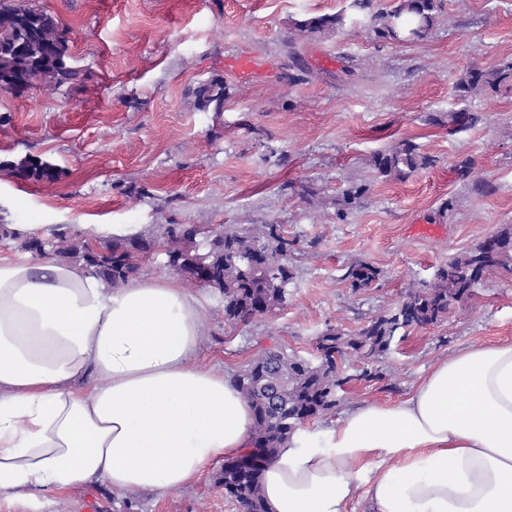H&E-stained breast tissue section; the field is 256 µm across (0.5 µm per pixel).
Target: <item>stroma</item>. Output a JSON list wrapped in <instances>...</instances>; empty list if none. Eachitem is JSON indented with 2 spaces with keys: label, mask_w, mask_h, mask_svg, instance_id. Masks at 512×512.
Wrapping results in <instances>:
<instances>
[{
  "label": "stroma",
  "mask_w": 512,
  "mask_h": 512,
  "mask_svg": "<svg viewBox=\"0 0 512 512\" xmlns=\"http://www.w3.org/2000/svg\"><path fill=\"white\" fill-rule=\"evenodd\" d=\"M68 31L89 78L81 87L41 85L0 94V159L30 155L56 165L55 182L0 172L6 224L283 225L298 241L285 306L228 325L222 302L199 289V362L236 376L267 347L310 357L326 326L353 334L394 307L411 285L502 227L512 225V80L459 99L468 69L512 61V0H442L424 40L395 43L358 14L337 32L308 34L294 21L346 11L349 0H39ZM307 79H288L292 54ZM249 57L256 70L236 72ZM218 78L229 97L221 118L198 111L197 83ZM465 109L481 123L452 136L433 116ZM434 157L406 179H380L375 153L400 141ZM287 164H279L280 154ZM471 159L470 181L455 166ZM367 194L346 217L336 201L351 183ZM453 208L438 210L444 201ZM366 262L376 284L353 291L343 276ZM512 340V276L488 275L447 319L395 337L356 374L319 430L366 403L407 398L438 360L466 347ZM222 462L188 487L162 495L83 486L51 512H241L225 496Z\"/></svg>",
  "instance_id": "1"
}]
</instances>
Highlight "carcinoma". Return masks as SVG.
<instances>
[{"label":"carcinoma","instance_id":"cac0c4a2","mask_svg":"<svg viewBox=\"0 0 512 512\" xmlns=\"http://www.w3.org/2000/svg\"><path fill=\"white\" fill-rule=\"evenodd\" d=\"M437 11L435 0H397L391 9L372 15V28L377 37L398 43L403 31L414 29L415 40L420 41L434 28ZM344 25L345 16L341 13L294 23L298 31L309 34L338 30ZM2 70L28 74L54 89L81 84L88 78L86 69L71 62L67 33L59 19L36 0H0ZM509 79L512 80V64L490 70L473 68L458 80L456 90L460 98L466 99ZM192 94L198 110L224 113L228 98L224 81L202 82ZM433 121L446 123L449 133L459 134L475 126L480 117L459 110L448 112L446 122L441 116ZM434 163L433 157L419 152L418 146L407 140L373 157L377 177L385 180L405 179ZM0 171L21 181H55L59 177L54 164L30 156L1 161ZM366 192L365 184L346 189L336 202L337 213L353 208ZM155 246L165 248L167 265L179 264L187 276L204 268L209 287L223 300L226 324L271 314L287 301L288 285L294 279L297 243L285 235L279 224H224L207 231L169 224L158 241L136 237L96 249L72 244L61 252L55 249L53 240L17 244L19 250L35 256L51 253L81 262L90 274L113 286L134 275L140 255ZM479 263L488 266L491 273H512V226L499 230L494 239L487 238L477 247L450 258L432 280L409 289L395 308L374 317L357 333L326 326L315 340L316 362L277 347L267 348L249 361L235 382L251 405L253 428L246 450L224 461L221 482L225 494L239 503L243 512H268L262 494L265 466L306 422L334 411L339 393L351 380L337 358L356 355L367 364L358 378H375L368 365L389 350L400 331L434 326L447 318L455 304L470 299L477 283L472 272ZM379 276L380 270L361 262L348 268L344 280L358 291L371 287Z\"/></svg>","mask_w":512,"mask_h":512}]
</instances>
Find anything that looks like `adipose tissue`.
<instances>
[{
  "instance_id": "1",
  "label": "adipose tissue",
  "mask_w": 512,
  "mask_h": 512,
  "mask_svg": "<svg viewBox=\"0 0 512 512\" xmlns=\"http://www.w3.org/2000/svg\"><path fill=\"white\" fill-rule=\"evenodd\" d=\"M97 245L141 224H6ZM203 302L180 279L106 287L82 265L0 251V495L80 485L159 495L247 447L251 406L201 365ZM269 512H512V341L437 362L410 396L298 431L262 475Z\"/></svg>"
}]
</instances>
